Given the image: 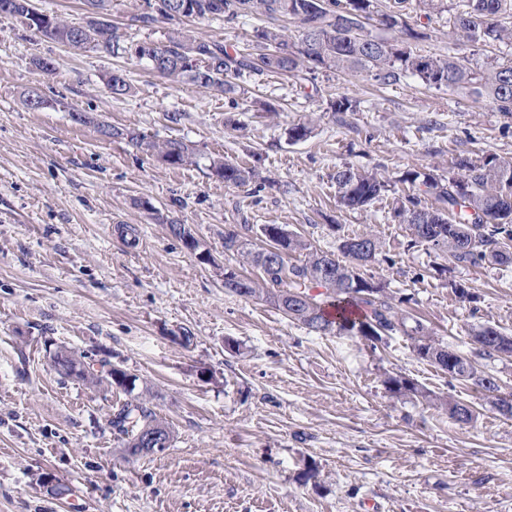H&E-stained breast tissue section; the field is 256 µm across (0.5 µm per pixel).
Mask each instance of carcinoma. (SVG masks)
<instances>
[{
    "label": "carcinoma",
    "instance_id": "cac0c4a2",
    "mask_svg": "<svg viewBox=\"0 0 512 512\" xmlns=\"http://www.w3.org/2000/svg\"><path fill=\"white\" fill-rule=\"evenodd\" d=\"M419 7L428 19L444 11L452 13L450 38L484 46L512 42V27L502 23L512 18V0H419ZM256 10L272 19L295 20L297 35L264 27L255 31L252 52L234 55L220 42L185 32L171 34L164 44L142 42L132 49L107 22L97 18L78 36L72 34L73 26L57 16L43 15L30 0H14L13 15L26 20L37 17L31 28L47 40L76 50L114 57L132 51L141 60L151 56L158 62L152 71L170 82L187 81L225 97L245 94L238 80L248 74L295 77L302 71H365L387 86L410 73L428 87L465 89L473 102L487 101L495 111L512 114V59L494 58L485 70L475 71L456 55L415 53L410 42L422 40L426 34L418 30V24L409 23V0H392L383 10L378 9L377 0H145V11L136 15L135 21L147 26L158 16L173 19L178 14L198 20L220 17L229 22ZM372 20L384 34L366 28L365 22ZM106 87L114 96L131 90L119 71L109 75ZM98 127L103 135L123 139L173 167L191 163L196 157L194 146L181 139L157 143L136 129H116L104 123ZM209 170L238 187L249 185L257 176L254 169L222 156L210 160ZM333 179L338 202L347 210L362 209L391 188L390 181L349 165L338 167ZM400 182L408 184L412 193L394 208V214L409 226L411 245L445 251L462 266L512 264V159L489 156L480 164L460 159L446 176L408 170ZM427 196L433 197L435 204H427ZM261 233L267 247L255 251L247 250L236 233L224 235V251L246 257L262 274L259 283L232 268L224 269V288L230 292L262 299L316 334L359 336L373 350L384 339L402 333L414 340L418 358L489 394L501 391L497 378L482 369L479 361L512 357V335L492 326L479 328L469 357L433 339L421 321L401 312L383 283L361 273L380 252L377 238L344 236L338 245L342 258L308 252L293 262L288 255L306 249L302 240L278 224L263 225ZM52 361L64 377L75 376L89 383L105 380L128 394L135 389V380L106 359L99 361V369L87 371L75 352L60 348ZM385 385L395 395L421 398L445 410L457 423L466 424L473 418L469 405L437 398L402 375L388 376ZM110 423L125 436L133 455L150 454L143 448V439L159 428L166 431L167 442H172L169 426L136 398L117 405Z\"/></svg>",
    "mask_w": 512,
    "mask_h": 512
}]
</instances>
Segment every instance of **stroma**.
Returning a JSON list of instances; mask_svg holds the SVG:
<instances>
[{
	"mask_svg": "<svg viewBox=\"0 0 512 512\" xmlns=\"http://www.w3.org/2000/svg\"><path fill=\"white\" fill-rule=\"evenodd\" d=\"M143 3L112 0L107 20L125 45L185 29L247 51L255 29L294 25L256 11L145 26L134 20ZM426 31L414 52L477 68L512 59V43L449 39L444 16ZM115 69L132 87L118 98L105 86ZM242 84L234 98L175 85L134 56L77 51L0 15V512H512V418L484 392L419 359L407 336L375 349L320 336L224 288L225 267L260 275L225 252V233L254 251L258 226L280 224L328 253L341 235L371 233L381 254L368 275L407 298L440 342L467 353L474 328L512 334V268L458 266L411 246L392 205L405 171L511 158L512 114L411 75L384 88L324 70ZM34 91L43 108L27 107ZM342 95L355 111L331 110ZM73 108L94 123L72 121ZM100 120L184 140L198 160L167 165L102 136ZM301 122L311 134L289 142ZM218 155L256 167L260 181L225 184L209 170ZM344 164L390 178L391 192L341 208L333 176ZM171 219L189 225L207 260L170 235ZM459 283L477 302L454 294ZM61 347L130 374L170 425L171 447L129 456L109 422L126 394L62 377L49 359ZM395 373L471 405L475 419L391 394ZM59 483L67 494L54 493Z\"/></svg>",
	"mask_w": 512,
	"mask_h": 512,
	"instance_id": "stroma-1",
	"label": "stroma"
}]
</instances>
